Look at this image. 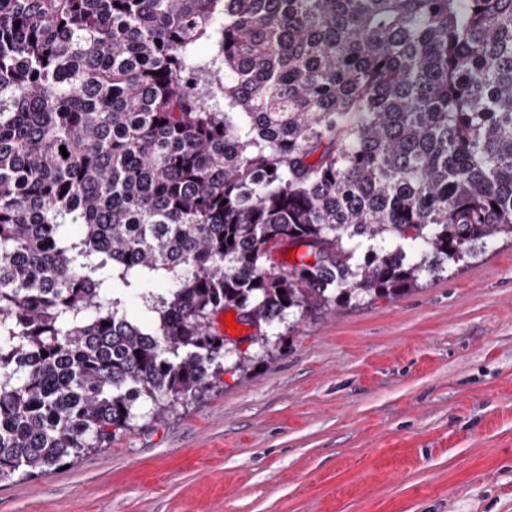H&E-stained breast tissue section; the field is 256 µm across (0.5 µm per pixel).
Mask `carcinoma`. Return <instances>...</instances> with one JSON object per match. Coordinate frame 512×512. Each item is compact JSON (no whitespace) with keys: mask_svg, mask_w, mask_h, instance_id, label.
<instances>
[{"mask_svg":"<svg viewBox=\"0 0 512 512\" xmlns=\"http://www.w3.org/2000/svg\"><path fill=\"white\" fill-rule=\"evenodd\" d=\"M500 237L512 0H0V481L208 392L221 312L269 357Z\"/></svg>","mask_w":512,"mask_h":512,"instance_id":"1","label":"carcinoma"}]
</instances>
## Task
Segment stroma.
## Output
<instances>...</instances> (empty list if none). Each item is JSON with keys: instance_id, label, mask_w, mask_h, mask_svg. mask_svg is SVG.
<instances>
[{"instance_id": "1", "label": "stroma", "mask_w": 512, "mask_h": 512, "mask_svg": "<svg viewBox=\"0 0 512 512\" xmlns=\"http://www.w3.org/2000/svg\"><path fill=\"white\" fill-rule=\"evenodd\" d=\"M276 330L162 421L0 481V512H512V240Z\"/></svg>"}]
</instances>
